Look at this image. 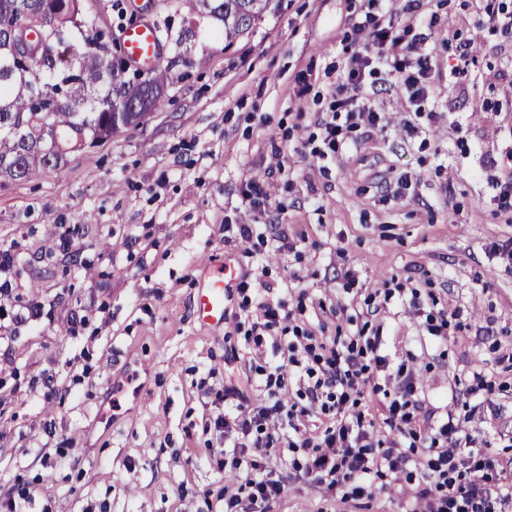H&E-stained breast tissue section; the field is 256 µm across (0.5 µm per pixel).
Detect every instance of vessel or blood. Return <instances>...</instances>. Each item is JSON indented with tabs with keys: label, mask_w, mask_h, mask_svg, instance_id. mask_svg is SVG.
Wrapping results in <instances>:
<instances>
[{
	"label": "vessel or blood",
	"mask_w": 512,
	"mask_h": 512,
	"mask_svg": "<svg viewBox=\"0 0 512 512\" xmlns=\"http://www.w3.org/2000/svg\"><path fill=\"white\" fill-rule=\"evenodd\" d=\"M121 45L126 56L135 62L159 63L162 41L154 23L138 20L121 35ZM204 279L198 289L194 313L204 326H223L227 316L226 301L236 285L230 262L208 261L202 264Z\"/></svg>",
	"instance_id": "b4317fda"
}]
</instances>
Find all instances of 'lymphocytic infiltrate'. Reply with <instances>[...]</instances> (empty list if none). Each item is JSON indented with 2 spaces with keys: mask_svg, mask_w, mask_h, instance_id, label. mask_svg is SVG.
<instances>
[{
  "mask_svg": "<svg viewBox=\"0 0 512 512\" xmlns=\"http://www.w3.org/2000/svg\"><path fill=\"white\" fill-rule=\"evenodd\" d=\"M417 9V4H410L399 24L383 12L353 20L357 50L331 94L312 157L321 162L336 159L349 132L378 127V113L359 104L369 76L383 70L394 74L408 93L409 105L417 107L427 99L439 77L430 57L413 59L400 49L412 26L422 21ZM238 289L242 310L255 312L246 331L252 353L261 355L273 329H280L288 341L280 360L256 366L257 397L236 387L224 390V415L217 423L225 432L237 433L235 465L244 471L237 493L226 502L227 512H266L280 495L281 482L269 476L254 454L283 441L302 451L303 475L310 482L343 490L354 499L365 495L374 476L387 472L417 482L420 512H512V485L507 482L512 461L475 452V435L453 415L420 425L417 408L424 390L411 369L393 363L382 336L360 333L323 340L293 325L291 313L281 305L253 303L249 283H240ZM384 380L395 385L384 418L392 437L379 450L373 440L375 424L361 406L378 393ZM295 385L304 386L307 406L286 401V393ZM313 413L330 420L322 434L306 429L305 419Z\"/></svg>",
  "mask_w": 512,
  "mask_h": 512,
  "instance_id": "obj_1",
  "label": "lymphocytic infiltrate"
}]
</instances>
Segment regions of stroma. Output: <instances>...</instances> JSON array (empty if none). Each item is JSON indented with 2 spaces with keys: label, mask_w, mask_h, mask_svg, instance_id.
<instances>
[{
  "label": "stroma",
  "mask_w": 512,
  "mask_h": 512,
  "mask_svg": "<svg viewBox=\"0 0 512 512\" xmlns=\"http://www.w3.org/2000/svg\"><path fill=\"white\" fill-rule=\"evenodd\" d=\"M371 9L271 0L228 47L216 24L155 0L151 21L193 33L160 59L186 53L188 78L139 125L37 178H0V248L25 269L6 273L0 302V497L29 491V512H224L240 478L215 421L252 355L232 321L195 325L192 305L201 264L227 255L237 281L264 283L260 300L317 336L379 332L438 414L512 458V266L493 255L512 239L495 201L512 175V41L478 25L474 0H423L437 21L406 46L445 75L472 42L471 80L443 78L418 114L378 73L366 104L387 127L354 131L325 165L310 141L351 20ZM253 179L268 192L255 209L242 202ZM435 304L454 313L444 343L423 327ZM24 307L36 316L16 321ZM293 459L285 446L263 458L284 484L269 512H415L412 485L386 477L345 499Z\"/></svg>",
  "instance_id": "stroma-1"
}]
</instances>
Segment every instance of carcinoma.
<instances>
[{"label":"carcinoma","instance_id":"carcinoma-1","mask_svg":"<svg viewBox=\"0 0 512 512\" xmlns=\"http://www.w3.org/2000/svg\"><path fill=\"white\" fill-rule=\"evenodd\" d=\"M270 0H176L202 19L221 23L233 43L248 32ZM106 5L99 0H0V177L28 180L60 166L83 141H106L138 125L161 107L169 68L143 80L124 75L121 59L100 53L118 34L98 26ZM37 35L42 46L35 70L13 55L17 31ZM56 130L47 145L43 125Z\"/></svg>","mask_w":512,"mask_h":512}]
</instances>
